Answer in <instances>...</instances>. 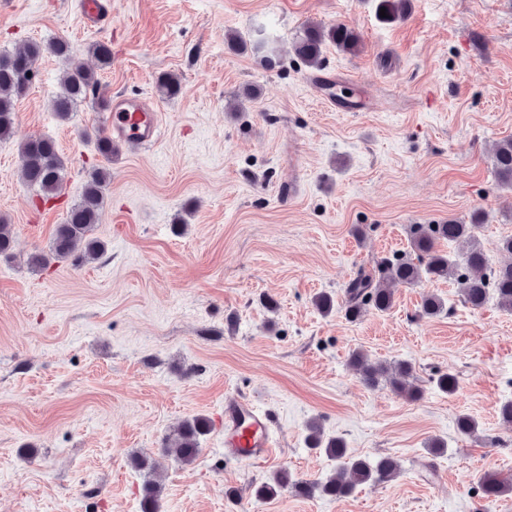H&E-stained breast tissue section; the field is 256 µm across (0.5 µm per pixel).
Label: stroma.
<instances>
[{
	"instance_id": "stroma-1",
	"label": "stroma",
	"mask_w": 512,
	"mask_h": 512,
	"mask_svg": "<svg viewBox=\"0 0 512 512\" xmlns=\"http://www.w3.org/2000/svg\"><path fill=\"white\" fill-rule=\"evenodd\" d=\"M310 21L359 34L357 54L325 48L321 73L372 109L327 108L307 85L291 45ZM261 24L277 40L273 68L224 42ZM58 38L89 66L88 46L108 43L105 95L147 97L163 126L153 149L122 148L112 163L95 231L105 254L37 270L28 258L79 200L100 162L91 133L109 114L92 95L58 121L64 62L47 53L0 141V218L15 231L0 259V512H142L150 477L160 512H512V494L486 500L474 481L512 478V424L500 416L512 401V313L469 308L447 281L399 285L389 311L356 322L312 303L408 253L409 225L478 214L490 252L512 235V187L492 165L512 137V0H410L395 23L378 19L375 0H112L96 33L74 0H0V51ZM163 72L179 76V96L158 95ZM248 87L256 98H243ZM34 136L53 138L67 165L47 202L19 173L18 145ZM428 292L446 313L419 316ZM357 350L411 362L421 397L365 386L349 367ZM448 372L452 396L433 382ZM240 394L273 418L282 450L267 464L224 457V402ZM461 414L477 438L457 433ZM193 416L210 422L195 461L163 456ZM313 420L353 456L397 457L399 474L339 500L288 487L256 497L284 467L332 472L306 445ZM435 439L446 448L436 457ZM138 455L156 472L136 468Z\"/></svg>"
}]
</instances>
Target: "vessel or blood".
Here are the masks:
<instances>
[{"instance_id": "1", "label": "vessel or blood", "mask_w": 512, "mask_h": 512, "mask_svg": "<svg viewBox=\"0 0 512 512\" xmlns=\"http://www.w3.org/2000/svg\"><path fill=\"white\" fill-rule=\"evenodd\" d=\"M80 18L90 29L98 28L108 14L105 0H80ZM161 132V114L142 97H120L112 102L109 133L122 145L156 144ZM272 421L266 410L250 399H233L224 404V455L234 460L260 464L280 450Z\"/></svg>"}]
</instances>
